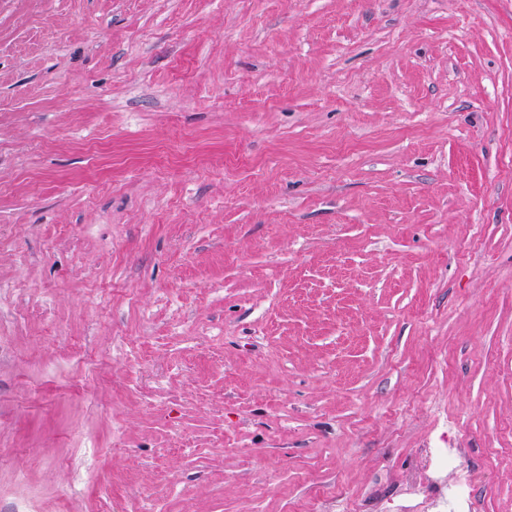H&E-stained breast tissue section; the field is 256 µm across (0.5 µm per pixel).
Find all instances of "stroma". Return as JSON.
<instances>
[{
	"label": "stroma",
	"instance_id": "stroma-1",
	"mask_svg": "<svg viewBox=\"0 0 512 512\" xmlns=\"http://www.w3.org/2000/svg\"><path fill=\"white\" fill-rule=\"evenodd\" d=\"M512 512V0H0V512ZM459 448L415 449L416 465L398 484L399 512H470L472 478L460 472Z\"/></svg>",
	"mask_w": 512,
	"mask_h": 512
}]
</instances>
